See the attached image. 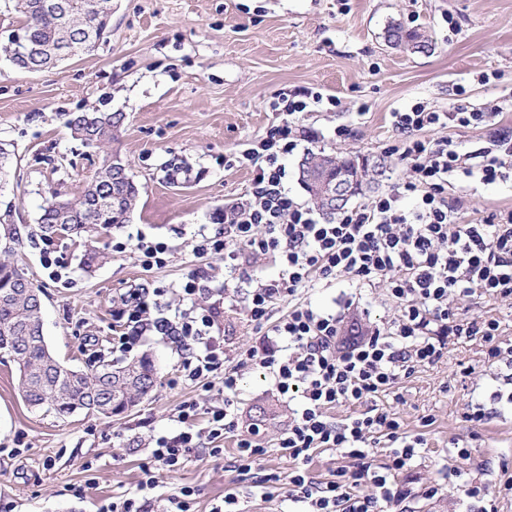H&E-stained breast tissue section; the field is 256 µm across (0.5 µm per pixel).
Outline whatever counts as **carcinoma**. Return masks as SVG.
Here are the masks:
<instances>
[{"label":"carcinoma","mask_w":512,"mask_h":512,"mask_svg":"<svg viewBox=\"0 0 512 512\" xmlns=\"http://www.w3.org/2000/svg\"><path fill=\"white\" fill-rule=\"evenodd\" d=\"M47 0H16V8L24 16L22 28L42 51L29 56L11 55L19 70L38 72L51 66L48 52L68 40L74 43L69 52H82L77 44L94 36L103 38L111 16L90 10L91 0H68L67 16L59 17L44 9ZM388 43L413 52L429 48L428 41L399 23L388 26ZM120 112H77L70 115L67 126L74 137L88 148H100L111 142L123 124ZM324 153H309L299 164V179L306 182L311 175L320 176L315 169ZM138 188L118 155L104 158L90 177L83 193L57 206L55 193L45 198L39 230L46 239H74L96 230L109 233L129 221ZM11 210L0 218L4 248L22 241L19 228L10 222ZM41 293L26 274L9 262L0 261V352L16 363L21 394L34 409L47 408L61 417L86 411L110 417L134 406L147 396L157 382L158 371L152 354L116 366L100 361L94 368L83 371L61 364L50 353L43 334L42 307L33 300Z\"/></svg>","instance_id":"cac0c4a2"}]
</instances>
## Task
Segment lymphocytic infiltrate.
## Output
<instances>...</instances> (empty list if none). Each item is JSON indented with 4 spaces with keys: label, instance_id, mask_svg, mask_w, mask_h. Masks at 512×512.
<instances>
[{
    "label": "lymphocytic infiltrate",
    "instance_id": "lymphocytic-infiltrate-1",
    "mask_svg": "<svg viewBox=\"0 0 512 512\" xmlns=\"http://www.w3.org/2000/svg\"><path fill=\"white\" fill-rule=\"evenodd\" d=\"M397 134L387 149L410 165L407 179L393 183L367 205L344 209L320 221L311 206L297 202L284 188L283 157L304 137L292 122L271 126L263 137L240 152L226 155L225 168L251 172L248 197L225 207L216 221L222 229L198 244L199 254L220 255L229 263L243 256L278 255L281 276L252 283L247 271L240 280L251 322L263 328L255 345L240 354V366L271 374L279 394L295 401L276 446L295 464L290 478L292 502L303 512H381L412 495L396 481L417 456L424 440L408 435L395 411L380 397L396 393L400 380L416 367L437 364L449 345L473 336L486 345L487 362L512 359L503 346L500 322L460 316L458 297L512 300V209L490 213L479 224L460 223L448 187L461 179L492 184L512 178V132L499 131L490 145L460 151L452 140L420 138L423 130L441 131L489 125L492 112L457 107L439 112L424 103L391 115ZM413 208H404L406 198ZM347 278L361 285L385 284L394 316L369 330H344L341 317L297 304L272 319L274 305L298 291ZM147 296L134 293L117 317L123 322L120 348L134 349L140 336L153 330L171 337L187 357L188 380L223 370L224 404L210 409L205 432L185 430L156 439L142 467L141 488H154L155 469L177 470L193 449L225 435L237 438L235 466L246 473L266 453L255 435H242L234 398L240 367L224 368V343L214 336L216 313L203 308L177 320L152 315ZM359 406L343 421L329 415L340 406ZM388 448L381 465L370 461L374 447ZM344 458L334 477L314 481L307 466L316 451Z\"/></svg>",
    "mask_w": 512,
    "mask_h": 512
}]
</instances>
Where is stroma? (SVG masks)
<instances>
[{"label":"stroma","mask_w":512,"mask_h":512,"mask_svg":"<svg viewBox=\"0 0 512 512\" xmlns=\"http://www.w3.org/2000/svg\"><path fill=\"white\" fill-rule=\"evenodd\" d=\"M419 30L431 49L410 52L385 39L391 21ZM21 25L13 0H0V147L11 155L0 213L12 208L22 243L8 259L43 291V331L53 354L82 370L99 358L125 360L114 350L122 329L115 316L128 294L163 287L167 316L184 310L177 290L190 273L215 285L198 303L215 308L214 331L224 340L225 366L260 335L234 291L238 273L223 258L199 255L197 244L219 230L215 210L243 200L250 180L244 168L225 169L224 157L244 149L271 125L286 121L270 101L284 91L309 89L324 104L293 119L309 133L284 158V186L308 203L298 164L310 152L357 158L369 170L352 205L367 204L409 167L386 148L394 139L391 113L419 102L440 110L468 102L498 107L500 127L512 130V0H112L105 41L92 53L38 73L15 69L3 48ZM337 99L329 106L327 97ZM74 112H120L124 122L108 150L90 149L66 126ZM351 130L339 141L336 126ZM114 153L139 187L130 220L111 234L44 241L38 229L48 192L68 199ZM450 200L461 223L512 208V181L453 183ZM162 244L164 262L143 267L138 242ZM61 264L52 275L47 259ZM298 302L342 315L345 323L372 327L393 314L383 287L340 280L302 290ZM136 353L151 352L158 369L151 394L126 414L60 418L29 407L19 375L0 354V512H103L112 501L137 494L141 464L152 440L181 430L183 402L200 412L194 430L207 426L206 411L224 403L223 369L198 381L180 372L183 354L163 336H142ZM512 391V362L488 364L480 338L451 346L433 367L403 380L394 405L406 432L427 442L408 472L407 512H468L461 488L434 498L424 489L445 482L456 468V449H473L470 476L497 494L502 468L512 469V406L491 401L492 391ZM485 403L489 421L471 431L462 415ZM235 409L242 425L259 424L267 448L249 473L236 471L234 438L220 455L194 450L175 473L158 470L147 496L156 512L182 486L196 491L194 512H212L235 494L240 512H295L287 478L293 464L275 443L289 404L271 380L243 370ZM277 474L268 489L255 480Z\"/></svg>","instance_id":"stroma-1"}]
</instances>
